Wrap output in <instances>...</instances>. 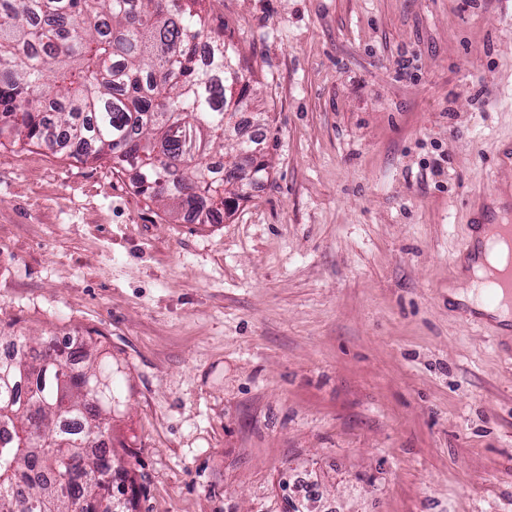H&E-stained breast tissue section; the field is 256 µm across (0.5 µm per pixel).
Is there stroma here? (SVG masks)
Returning a JSON list of instances; mask_svg holds the SVG:
<instances>
[{"mask_svg": "<svg viewBox=\"0 0 512 512\" xmlns=\"http://www.w3.org/2000/svg\"><path fill=\"white\" fill-rule=\"evenodd\" d=\"M207 9L267 176L197 224L1 145L0 334L111 352L130 512H512V331L448 301L512 206V0Z\"/></svg>", "mask_w": 512, "mask_h": 512, "instance_id": "35a3bbf8", "label": "stroma"}]
</instances>
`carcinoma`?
I'll return each mask as SVG.
<instances>
[{
    "mask_svg": "<svg viewBox=\"0 0 512 512\" xmlns=\"http://www.w3.org/2000/svg\"><path fill=\"white\" fill-rule=\"evenodd\" d=\"M203 0H0V139L81 161H112L140 194L199 224H221L228 196L265 178L252 140L224 127L250 107L227 90L240 64ZM0 362V502L15 512H110L112 356L93 337L75 373L57 343ZM26 382L30 394L16 390Z\"/></svg>",
    "mask_w": 512,
    "mask_h": 512,
    "instance_id": "1",
    "label": "carcinoma"
}]
</instances>
